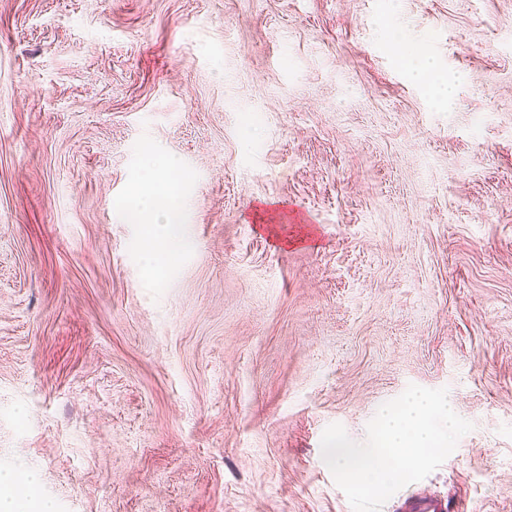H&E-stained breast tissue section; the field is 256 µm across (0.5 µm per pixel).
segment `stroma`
Instances as JSON below:
<instances>
[{
  "mask_svg": "<svg viewBox=\"0 0 512 512\" xmlns=\"http://www.w3.org/2000/svg\"><path fill=\"white\" fill-rule=\"evenodd\" d=\"M150 156L188 226L152 263ZM411 384L473 428L380 512H512V0H0V471L352 512L322 433ZM410 71L416 81H426L439 103L445 108L451 109L454 104L453 82L439 74L438 68L429 56L412 55Z\"/></svg>",
  "mask_w": 512,
  "mask_h": 512,
  "instance_id": "1",
  "label": "stroma"
}]
</instances>
